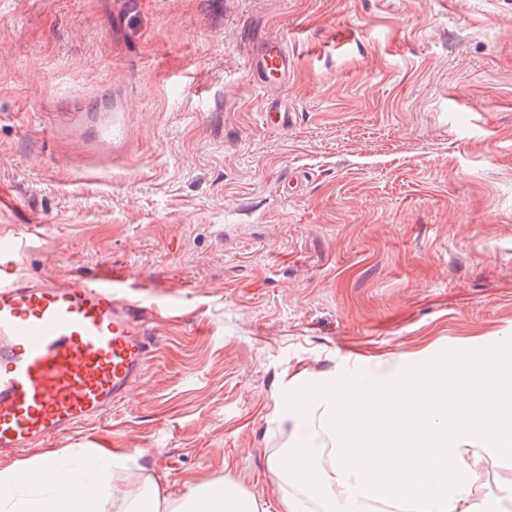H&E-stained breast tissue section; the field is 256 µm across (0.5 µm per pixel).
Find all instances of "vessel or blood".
<instances>
[{
  "instance_id": "vessel-or-blood-1",
  "label": "vessel or blood",
  "mask_w": 512,
  "mask_h": 512,
  "mask_svg": "<svg viewBox=\"0 0 512 512\" xmlns=\"http://www.w3.org/2000/svg\"><path fill=\"white\" fill-rule=\"evenodd\" d=\"M294 60L280 39H267L249 58L247 74L260 89L280 87ZM101 158L133 143L129 111L120 94L102 113L81 110L55 122ZM25 225L21 237L0 239V457L17 459L31 448L90 426L111 412L144 375L149 353L145 315L119 303L112 285L124 278L74 275L64 280L16 275L22 238L41 235Z\"/></svg>"
}]
</instances>
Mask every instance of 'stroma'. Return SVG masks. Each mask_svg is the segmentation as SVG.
Masks as SVG:
<instances>
[{"label": "stroma", "mask_w": 512, "mask_h": 512, "mask_svg": "<svg viewBox=\"0 0 512 512\" xmlns=\"http://www.w3.org/2000/svg\"><path fill=\"white\" fill-rule=\"evenodd\" d=\"M271 34L297 67L261 90ZM115 88L131 151L55 136ZM0 195V237L48 227L16 273L121 270L148 308L143 378L54 452L135 456L122 494L228 478L279 512L289 393L512 343V0H0Z\"/></svg>", "instance_id": "obj_1"}]
</instances>
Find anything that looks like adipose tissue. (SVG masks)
Masks as SVG:
<instances>
[{"instance_id": "1", "label": "adipose tissue", "mask_w": 512, "mask_h": 512, "mask_svg": "<svg viewBox=\"0 0 512 512\" xmlns=\"http://www.w3.org/2000/svg\"><path fill=\"white\" fill-rule=\"evenodd\" d=\"M313 419L315 448L270 458L281 512H512V483L482 493L480 463L512 449V351L481 364L396 367L346 382L328 379L292 400L282 423ZM116 455L89 459L80 475L41 465L0 471V512H259L231 481L167 500L158 486L118 498L106 476Z\"/></svg>"}]
</instances>
